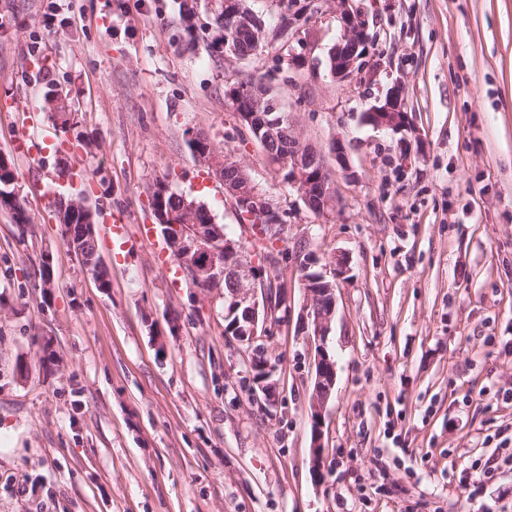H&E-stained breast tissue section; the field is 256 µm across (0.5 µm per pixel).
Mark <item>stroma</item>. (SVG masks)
<instances>
[{
    "label": "stroma",
    "mask_w": 512,
    "mask_h": 512,
    "mask_svg": "<svg viewBox=\"0 0 512 512\" xmlns=\"http://www.w3.org/2000/svg\"><path fill=\"white\" fill-rule=\"evenodd\" d=\"M305 2L253 0L270 45L238 60L212 48L203 5L189 31L176 0H0V153L34 223L24 236L0 212V512H512V0H353L367 46L344 80L327 67L338 0H316L312 58L287 64L297 37L280 35V18ZM270 76L332 170L329 217L282 184L226 96ZM52 85L85 148L67 150L41 110L30 152L11 150L19 104ZM394 87L408 127L366 124ZM191 130L240 160L288 224L273 252L292 311L265 344L278 364L271 408L224 334L223 289L186 287L138 239L161 179L251 241L223 183L203 179ZM77 162L90 205L130 236L99 243L107 293L63 245L44 189ZM46 250L49 296L34 275ZM310 252L317 270L340 253L348 267L326 340L336 384L322 485L298 313ZM170 315L181 331L160 351L151 331ZM46 342L60 360L49 377Z\"/></svg>",
    "instance_id": "stroma-1"
}]
</instances>
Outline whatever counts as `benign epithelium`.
<instances>
[{"label":"benign epithelium","instance_id":"obj_1","mask_svg":"<svg viewBox=\"0 0 512 512\" xmlns=\"http://www.w3.org/2000/svg\"><path fill=\"white\" fill-rule=\"evenodd\" d=\"M352 0H340L339 13L342 33L333 52L332 76L345 79L351 75L365 50L364 20L358 11L348 7ZM234 102L242 104L238 112L240 120L257 130L259 141L266 145L277 139L282 132L284 104L282 97L260 91L257 85L238 82L233 86ZM366 122L375 128H390L398 131L406 126L407 116L403 110L399 91L388 93L385 100L365 113ZM194 140V159L199 167L208 170L215 178L224 182V191L235 202L242 218L256 215L263 220V238L278 243L287 238L285 221L270 199L257 192L249 172L234 156L216 149L212 142L191 133ZM294 145L288 152L273 161L278 173H288V185L298 191L306 207L318 216L328 217L335 209V196L331 183L326 179L330 173L323 155L304 143L299 135L292 136ZM55 212L60 227V237L81 269L97 283L109 290L112 279L99 272L105 269L98 254L90 255L82 242L95 235V225H81L80 237H74L73 221L89 205L58 194L55 197ZM198 204H186L183 217L174 219V214L152 206L157 221L156 230L169 228L167 237L173 258L194 286L200 289L219 288L225 284L228 295L224 296V315L243 313V320L235 321L226 333L229 341L251 352L248 362L252 380V396L272 402L275 382L273 376L277 366L267 358L258 342L268 337L267 324L275 318L277 311L288 306V287L278 289L277 301H272L265 289L263 265L256 263L255 254L241 242L227 237L216 224L197 223ZM314 264L307 256L302 264L301 286L305 290L306 302L303 317L310 331L308 343L315 344V381L312 391V474L318 481L323 479V421L322 414L336 383V363L324 347L335 314L334 288L322 273L310 272Z\"/></svg>","mask_w":512,"mask_h":512}]
</instances>
